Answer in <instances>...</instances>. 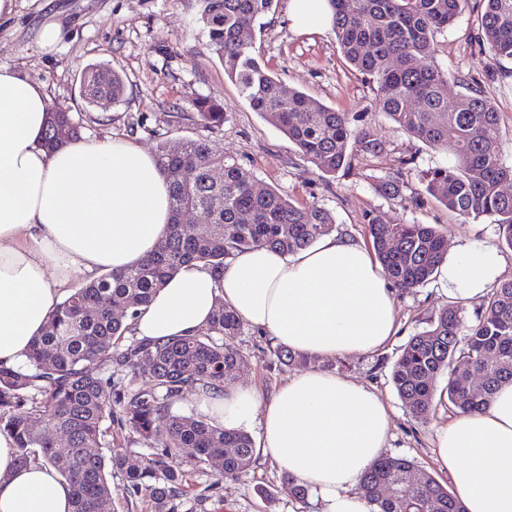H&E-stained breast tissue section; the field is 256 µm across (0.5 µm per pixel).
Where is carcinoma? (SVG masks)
<instances>
[{
    "mask_svg": "<svg viewBox=\"0 0 512 512\" xmlns=\"http://www.w3.org/2000/svg\"><path fill=\"white\" fill-rule=\"evenodd\" d=\"M207 47L224 64L250 108L270 118L318 171L336 175L356 152L378 154L382 142L367 129L351 126L338 112L296 90H287L254 57L252 30L274 0H199ZM465 0H329L331 24L347 62L377 85L375 109L408 136L455 161L423 177L425 192L465 220L483 217L495 224L502 246L512 250V163L502 151L500 113L480 88L467 86L457 105L448 104L449 75L437 61V36ZM479 29L487 61L512 59V0H483ZM123 77L108 64H93L82 77L90 106L109 97L120 101ZM206 127L224 123L215 97L193 102ZM71 135L82 127L67 112H50L45 146L61 144L56 126ZM161 174L169 181L173 222L158 249L140 264L106 273L74 289L50 315L26 360L0 367V430L13 437L20 465L43 462L72 489L71 512H112L109 477L121 474L131 490L145 494L153 512H177L174 500L186 494L188 474L173 456L190 451L194 464L217 481L237 480L254 460V442L242 430H227L210 417L175 409L186 395L209 399L224 392L227 374L239 362L234 339L243 323L220 299L208 325L194 336L162 341L129 339L138 309L184 265L199 263L220 275L224 262L242 249L265 246L294 252L334 228L325 208L299 205L278 190L254 188L252 175L235 159L216 152L205 139H188L179 149L161 143ZM191 169L186 184L179 172ZM202 215L204 227L185 224V210ZM372 248L383 272L400 292L410 294L436 275L448 255L442 234L430 224H385L365 215ZM124 313L117 315L114 307ZM282 365L305 368L312 359L282 346L273 349ZM144 357L151 359L147 370ZM463 362L482 377L473 390L453 365ZM126 373L121 383L105 376ZM448 375L445 406L458 415L487 407L493 391L512 382V279L491 289L489 305L474 324L457 305H446L412 336L391 371L404 407L424 423L433 415L436 380ZM147 379V384L140 380ZM153 449L148 456L110 450L112 425ZM68 437L58 444L54 434ZM416 469L406 456L383 455L364 473L361 492L374 512H464L460 502L433 475L415 484H396ZM395 485L388 493L385 487Z\"/></svg>",
    "mask_w": 512,
    "mask_h": 512,
    "instance_id": "cac0c4a2",
    "label": "carcinoma"
}]
</instances>
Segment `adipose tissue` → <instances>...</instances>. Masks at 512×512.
<instances>
[{"instance_id": "1", "label": "adipose tissue", "mask_w": 512, "mask_h": 512, "mask_svg": "<svg viewBox=\"0 0 512 512\" xmlns=\"http://www.w3.org/2000/svg\"><path fill=\"white\" fill-rule=\"evenodd\" d=\"M49 99L29 77L0 68V366L14 367L77 274L120 272L150 255L170 222L169 188L154 156L121 141H77L46 152ZM505 270L494 247L449 251L437 275L465 306L487 295ZM275 343L324 360L376 352L395 336L396 299L364 242L321 237L283 253L248 248L223 275L181 268L142 307L136 336L158 340L204 328L217 301ZM228 429L259 426L260 453L310 489L321 512H371L359 490L383 455L388 405L373 389L312 368L267 400L228 387L210 400ZM435 460L465 512H512V383L481 412L454 416L435 433ZM72 491L41 463L18 466L0 433V512H71Z\"/></svg>"}]
</instances>
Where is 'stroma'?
Here are the masks:
<instances>
[{
    "instance_id": "35a3bbf8",
    "label": "stroma",
    "mask_w": 512,
    "mask_h": 512,
    "mask_svg": "<svg viewBox=\"0 0 512 512\" xmlns=\"http://www.w3.org/2000/svg\"><path fill=\"white\" fill-rule=\"evenodd\" d=\"M288 0H274L263 29L253 34V53L285 88L301 91L336 111L352 126L370 129L384 144L381 154H355L349 170L336 176L320 173L269 119L254 112L224 66L206 46L198 0H16V12L0 21V68L20 72L41 84L51 109L88 115L87 140L118 138L156 151L159 142L176 148L203 138L213 149L235 158L257 187L270 186L300 204H318L335 220V230L367 239L366 212L387 223L417 222L441 231L449 245L478 241L497 245L490 219L464 221L424 193V174L452 164V153L434 150L405 134L373 102L376 92L362 74L351 70L336 43L332 26L294 29ZM483 0H465L453 24L438 37L437 60L452 74L448 100L460 102L463 83L476 79L501 114L504 157L512 162V60L485 65L478 20ZM57 21L61 38L55 52L37 43L40 26ZM108 63L125 78L121 101L87 105L80 94L81 75L90 65ZM218 97L224 106L222 126L200 124L195 98ZM401 172V198L380 195L376 186ZM450 299L439 280L416 292L398 295L399 331L381 350L337 358L338 375L374 387L389 406L393 427L387 452L413 459L438 481L448 475L435 462L434 435L449 421L444 407L432 419L416 423L404 409L391 379L392 366L411 336L426 327ZM234 344L241 355L231 383L273 396L294 368L272 363L269 336L244 327ZM190 488L178 497V512H318L314 496L291 497L279 467L255 456L246 476L216 483L208 469L189 468Z\"/></svg>"
}]
</instances>
